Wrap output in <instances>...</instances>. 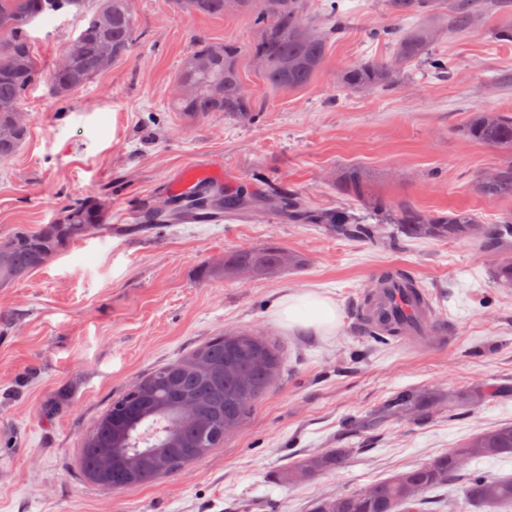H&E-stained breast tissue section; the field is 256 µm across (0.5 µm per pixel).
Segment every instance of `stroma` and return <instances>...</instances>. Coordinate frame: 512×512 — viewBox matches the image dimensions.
<instances>
[{
    "mask_svg": "<svg viewBox=\"0 0 512 512\" xmlns=\"http://www.w3.org/2000/svg\"><path fill=\"white\" fill-rule=\"evenodd\" d=\"M96 7L88 0L83 13L28 25L44 71ZM133 7L139 37L129 57L64 98L43 82L28 91L29 135L0 163V236L53 222L74 198L99 195L108 208L97 235L0 286V512H309L316 499L364 490L512 423V288L495 284L473 242L407 238L393 247L293 224L283 212L126 230L137 209L173 196L190 169L229 192L279 183L321 210L340 202L325 175L354 168L392 203L499 218L512 200L479 196L473 179L504 156L462 134L476 110L512 111V87L497 81L512 72V42L492 36L498 17L433 46L450 63L448 79L414 64L389 86L360 92L341 88L340 75L363 60L391 59L393 44L370 32L393 21L382 0H342L348 18L324 70L303 89L276 92L248 51L259 37L248 18L190 14L173 0ZM199 38L242 46L240 72L264 106L256 122L169 110L175 77ZM264 245L296 264L225 277L227 255ZM395 267L429 293L438 326L377 345L363 331L360 306L377 276ZM308 290L336 300L335 335L274 323L283 293ZM239 328L269 338L283 358L279 381L240 431L151 486L111 491L82 477V438L113 398L155 365ZM476 386L499 394L471 411L449 408V395ZM409 389L434 393L426 421L393 416L350 434L351 419ZM328 448L352 449L346 468L275 482L295 454Z\"/></svg>",
    "mask_w": 512,
    "mask_h": 512,
    "instance_id": "obj_1",
    "label": "stroma"
}]
</instances>
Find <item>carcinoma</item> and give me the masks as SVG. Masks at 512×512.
Listing matches in <instances>:
<instances>
[{"mask_svg":"<svg viewBox=\"0 0 512 512\" xmlns=\"http://www.w3.org/2000/svg\"><path fill=\"white\" fill-rule=\"evenodd\" d=\"M86 0H0V162L10 160L29 133V114L23 110L27 92L44 81L52 94L64 97L87 85L112 64L126 59L137 38L130 0H99L88 26L67 48L49 73L40 67L26 27L43 14L74 7L82 10ZM225 0H175L180 10L195 14L223 15ZM238 13L260 30L252 55L261 63L265 83L281 91L308 86L323 68L330 42L344 28L339 0L325 7L321 26L309 15V0H239ZM386 12L396 21L408 17L422 20L409 31L397 27L375 28L373 39L395 42L392 61H361L343 75L344 86L355 90L390 84L392 76L413 63L436 75L449 74L448 60L432 54V45L448 32H469L482 20L501 13L504 21L493 37L512 41V0H384ZM241 48L234 42L212 44L197 39L195 48L178 72L171 106L192 119L222 112L253 122L262 106L245 83L238 67ZM469 140L497 148L508 160L477 175L474 189L490 200L512 199V113L474 112L463 128ZM336 192L361 205L356 215L342 205L316 212L301 194L283 187L264 192L222 193V188L204 184L167 204L157 203L139 212L131 230L141 232L157 224L219 222L224 215L266 209L288 212L295 224H326L342 237L379 239L384 225L397 224L410 239H470L494 256L498 282L512 286V210L493 223L482 222L474 213L456 209L446 214L426 213L409 202L391 207L376 196L366 180L351 171L333 182ZM105 199L86 197L64 206L61 217L38 227L18 226L0 238V285H7L36 269L71 242L96 234L104 227ZM291 261L277 247L243 249L224 260V274L260 276ZM282 359L267 338L249 329L212 337L185 357L152 367L139 379L141 391L127 390L112 400L85 435L79 449L78 468L87 479L111 490L156 483L174 476L193 462L224 444V438L243 426L255 404L279 378ZM495 393L485 387L470 389L451 398L468 410ZM401 414L414 422L429 417L426 406L411 391L400 392L377 413L352 422L360 435L384 419ZM126 448L127 457L112 460V473L95 466V456L106 454L114 441ZM157 451L169 459L158 471L143 460ZM351 448H329L297 457L278 475L294 485L325 472L347 466ZM512 455V423L479 433L458 447L416 468L381 480L354 493H337L316 500L310 512H416L424 493L448 482L463 480L469 505L495 512L512 507V476L491 477L468 465L482 458Z\"/></svg>","mask_w":512,"mask_h":512,"instance_id":"1","label":"carcinoma"}]
</instances>
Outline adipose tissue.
<instances>
[{
    "label": "adipose tissue",
    "mask_w": 512,
    "mask_h": 512,
    "mask_svg": "<svg viewBox=\"0 0 512 512\" xmlns=\"http://www.w3.org/2000/svg\"><path fill=\"white\" fill-rule=\"evenodd\" d=\"M273 318L283 328L311 330L321 336L335 335L341 325V313L335 301L315 291L283 295Z\"/></svg>",
    "instance_id": "obj_1"
}]
</instances>
